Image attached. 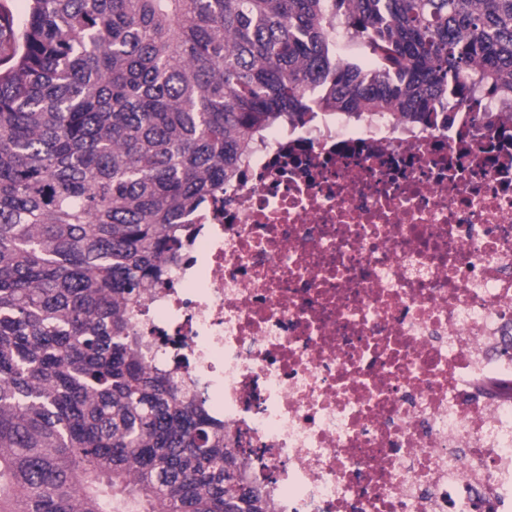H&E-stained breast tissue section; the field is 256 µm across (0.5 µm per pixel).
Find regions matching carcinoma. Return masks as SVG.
Masks as SVG:
<instances>
[{
    "label": "carcinoma",
    "instance_id": "obj_1",
    "mask_svg": "<svg viewBox=\"0 0 512 512\" xmlns=\"http://www.w3.org/2000/svg\"><path fill=\"white\" fill-rule=\"evenodd\" d=\"M0 45V512H271L129 315L269 130L512 99V0H29Z\"/></svg>",
    "mask_w": 512,
    "mask_h": 512
}]
</instances>
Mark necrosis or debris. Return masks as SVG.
Here are the masks:
<instances>
[{
	"label": "necrosis or debris",
	"mask_w": 512,
	"mask_h": 512,
	"mask_svg": "<svg viewBox=\"0 0 512 512\" xmlns=\"http://www.w3.org/2000/svg\"><path fill=\"white\" fill-rule=\"evenodd\" d=\"M512 112L276 129L130 316L273 512L512 507Z\"/></svg>",
	"instance_id": "necrosis-or-debris-1"
}]
</instances>
